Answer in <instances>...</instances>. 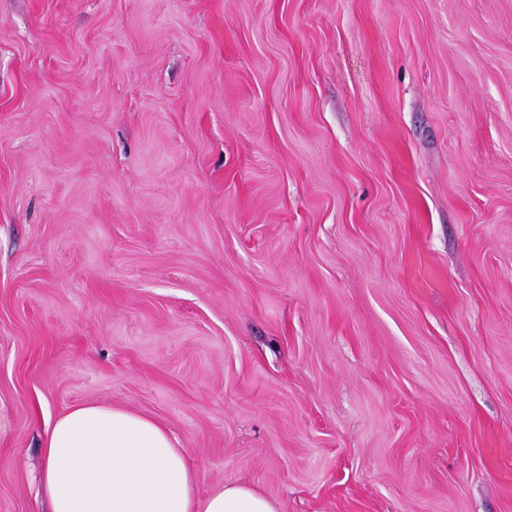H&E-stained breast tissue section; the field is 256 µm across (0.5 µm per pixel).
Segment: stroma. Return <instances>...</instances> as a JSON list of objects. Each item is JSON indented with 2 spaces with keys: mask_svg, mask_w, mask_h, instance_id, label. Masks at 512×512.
I'll list each match as a JSON object with an SVG mask.
<instances>
[{
  "mask_svg": "<svg viewBox=\"0 0 512 512\" xmlns=\"http://www.w3.org/2000/svg\"><path fill=\"white\" fill-rule=\"evenodd\" d=\"M82 403L203 495L512 512V0H0V512Z\"/></svg>",
  "mask_w": 512,
  "mask_h": 512,
  "instance_id": "1",
  "label": "stroma"
}]
</instances>
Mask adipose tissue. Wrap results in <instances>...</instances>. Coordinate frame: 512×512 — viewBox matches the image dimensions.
I'll return each instance as SVG.
<instances>
[{
  "label": "adipose tissue",
  "instance_id": "ef3b65f1",
  "mask_svg": "<svg viewBox=\"0 0 512 512\" xmlns=\"http://www.w3.org/2000/svg\"><path fill=\"white\" fill-rule=\"evenodd\" d=\"M40 489L50 512H277L244 486L198 492L160 423L123 408L83 404L45 422Z\"/></svg>",
  "mask_w": 512,
  "mask_h": 512
}]
</instances>
